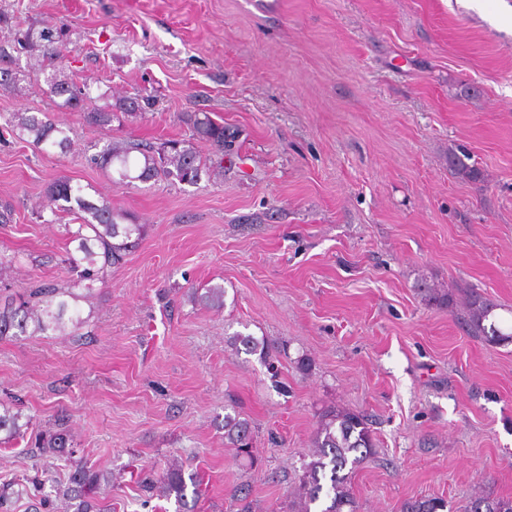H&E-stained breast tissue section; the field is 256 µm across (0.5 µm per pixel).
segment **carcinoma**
<instances>
[{
    "mask_svg": "<svg viewBox=\"0 0 512 512\" xmlns=\"http://www.w3.org/2000/svg\"><path fill=\"white\" fill-rule=\"evenodd\" d=\"M66 29L53 25L39 32V41H34L33 31L16 29L13 43L22 49L39 50V70L44 75L51 97L62 99L59 107L72 112H81L85 119L99 127H109L121 112L127 116L144 110L146 102L140 96L123 97L115 103L87 107L90 100L88 84L75 93L76 84L61 77L62 65L55 43L64 37ZM184 122L189 126L188 139H168L153 145L131 142H109L91 158V162L106 173L113 184L121 187L135 181L141 183L176 180L195 184L202 175H211L198 152L197 144L204 142L222 153L232 146V135L224 124L214 121L207 112H187ZM10 134L43 150L57 147L64 151L70 139L66 129L56 123L47 113L18 112L9 123ZM51 215L61 213L75 215L80 220L77 228H67L69 243L74 249L67 252V261L76 271L77 279L67 288L43 283L23 293L10 288H0V338L47 335L64 330L66 323L78 328L84 320L77 305L80 295L74 288L82 283L93 282L99 275L119 263L130 249L138 245L144 233L143 225L129 214L112 207L106 198L93 200L85 188L69 177H60L47 189ZM224 287L209 286L204 291H194L197 302L212 309L224 307ZM492 313V306L481 297L470 295L466 307V322L471 332L488 342L511 340L495 324L485 325ZM21 413L0 402V445L9 444L24 434L19 424ZM252 431L247 420L236 415L224 416V440L239 453L250 455ZM38 448L40 454L65 462L70 468L66 485L52 477L45 469L24 483L0 485V512H12L15 499L26 495L35 501V512H52L56 508L63 512H112L98 495L101 483L107 480L104 473L94 470L75 459L76 449L67 447L61 434L43 436ZM376 441L363 416L338 409H329L321 415L313 442L312 459L303 468L300 479V494L294 512H312L311 506L325 503L320 512H357L352 493V477L356 467L374 454ZM51 492H45V484ZM192 491H187V488ZM159 489L160 496L174 498L186 509L187 497L198 498L202 492V478L192 473L184 476L183 466L171 465L159 485L146 483L145 492ZM445 502L437 497H420L404 503L402 512H440ZM467 512H512L511 498H489L478 496L470 501Z\"/></svg>",
    "mask_w": 512,
    "mask_h": 512,
    "instance_id": "obj_1",
    "label": "carcinoma"
}]
</instances>
